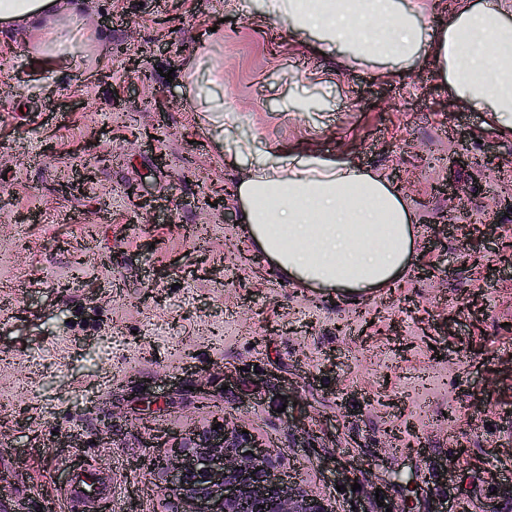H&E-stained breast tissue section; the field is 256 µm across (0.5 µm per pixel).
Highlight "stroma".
<instances>
[{
    "label": "stroma",
    "instance_id": "stroma-1",
    "mask_svg": "<svg viewBox=\"0 0 512 512\" xmlns=\"http://www.w3.org/2000/svg\"><path fill=\"white\" fill-rule=\"evenodd\" d=\"M234 2L84 0L50 67L44 31L0 26V512H71L89 471L112 482L99 507L164 512L141 461L219 413L337 512H512V266L474 261L466 227L439 231L452 187L475 222L512 230V137L483 134L427 54L400 80L358 61L337 75L262 0ZM134 58L153 76L131 97ZM194 84L261 150L401 187L408 274L355 297L248 260L224 194L247 162L214 147ZM461 152L499 165L451 164ZM77 169L93 178L67 189Z\"/></svg>",
    "mask_w": 512,
    "mask_h": 512
}]
</instances>
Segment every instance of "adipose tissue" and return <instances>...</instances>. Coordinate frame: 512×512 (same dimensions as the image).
<instances>
[{"mask_svg": "<svg viewBox=\"0 0 512 512\" xmlns=\"http://www.w3.org/2000/svg\"><path fill=\"white\" fill-rule=\"evenodd\" d=\"M79 0H0V21L34 26L77 19ZM294 35L317 34L314 51L408 60L432 57L460 109L487 115L489 134L512 133V0H454L432 26L416 0H265ZM216 147L249 159L232 192L255 253L293 282L364 294L409 268L411 213L399 189L355 164L288 150L275 156L221 135Z\"/></svg>", "mask_w": 512, "mask_h": 512, "instance_id": "obj_1", "label": "adipose tissue"}]
</instances>
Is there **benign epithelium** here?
<instances>
[{
	"label": "benign epithelium",
	"instance_id": "benign-epithelium-1",
	"mask_svg": "<svg viewBox=\"0 0 512 512\" xmlns=\"http://www.w3.org/2000/svg\"><path fill=\"white\" fill-rule=\"evenodd\" d=\"M455 199L446 220L453 228L468 223L462 197ZM263 447L248 424L231 426L219 415L204 429L171 437L164 454L143 466L153 475H166L169 512H336L332 500L278 474Z\"/></svg>",
	"mask_w": 512,
	"mask_h": 512
}]
</instances>
